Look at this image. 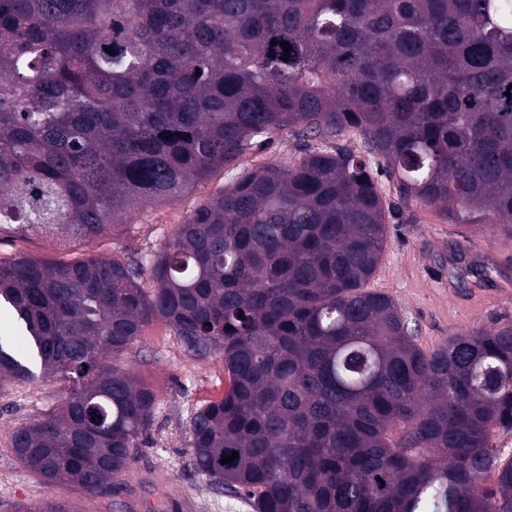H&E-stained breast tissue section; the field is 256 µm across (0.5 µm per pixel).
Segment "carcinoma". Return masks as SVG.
<instances>
[{"instance_id":"carcinoma-1","label":"carcinoma","mask_w":512,"mask_h":512,"mask_svg":"<svg viewBox=\"0 0 512 512\" xmlns=\"http://www.w3.org/2000/svg\"><path fill=\"white\" fill-rule=\"evenodd\" d=\"M511 84L512 0H0V235L93 242L275 132L302 141L157 252L0 262L25 339L0 334V381L69 383L15 458L47 488L126 492L159 399L121 358L161 321L224 360L190 465L251 512H512L491 443L512 432V322L425 351L365 287L400 216L380 175L512 242Z\"/></svg>"}]
</instances>
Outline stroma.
<instances>
[{"label": "stroma", "mask_w": 512, "mask_h": 512, "mask_svg": "<svg viewBox=\"0 0 512 512\" xmlns=\"http://www.w3.org/2000/svg\"><path fill=\"white\" fill-rule=\"evenodd\" d=\"M271 145L253 147L225 168L212 172L194 190L173 202L145 206L136 223L118 227L93 242L39 234L0 238V260L20 255L48 260H82L151 252L174 233L196 208L219 195L236 177L269 163L290 162L298 142L288 131L274 133ZM398 223L388 228L382 259L368 288L391 296L403 309L418 344L426 350L448 337L512 321V243L497 229L465 228L445 223L437 211L412 201L401 206ZM488 263L483 286H450L454 267ZM123 365L158 392L161 409L137 459L123 476L131 487L128 512H150L155 495L145 492L148 480L164 482L166 512H248L242 500L215 494L188 465L186 419L195 408L219 400L228 387L219 357L188 356L163 323L149 325L138 347ZM65 393L60 381L0 384V512L19 501L52 496L73 512H99V501L74 485L46 488L14 458L10 432L55 406Z\"/></svg>", "instance_id": "1"}]
</instances>
